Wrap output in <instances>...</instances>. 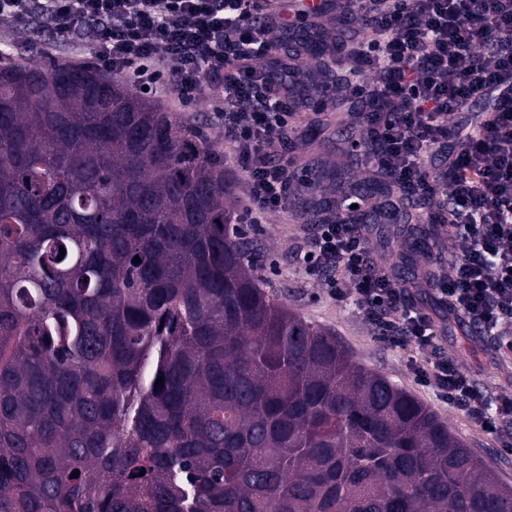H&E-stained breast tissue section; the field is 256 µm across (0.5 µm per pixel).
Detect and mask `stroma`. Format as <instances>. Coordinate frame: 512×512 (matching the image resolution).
<instances>
[{
	"label": "stroma",
	"instance_id": "stroma-1",
	"mask_svg": "<svg viewBox=\"0 0 512 512\" xmlns=\"http://www.w3.org/2000/svg\"><path fill=\"white\" fill-rule=\"evenodd\" d=\"M283 224L264 225L258 233L260 255L257 260L258 286L267 295L283 300L288 307L314 324L330 330L337 341L363 365L378 370L422 402L450 432L462 440L499 478L512 486V453L499 448L495 440L472 425L461 414L440 403L432 388L415 381L402 351L371 340L366 325L351 310L331 302L317 289L305 286L291 256ZM443 346L463 367L495 391L512 394V360L497 357L492 342L485 336L466 341L461 329L446 328Z\"/></svg>",
	"mask_w": 512,
	"mask_h": 512
}]
</instances>
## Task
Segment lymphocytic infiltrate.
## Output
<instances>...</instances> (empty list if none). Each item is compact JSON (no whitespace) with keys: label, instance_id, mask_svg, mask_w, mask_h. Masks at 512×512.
Segmentation results:
<instances>
[{"label":"lymphocytic infiltrate","instance_id":"lymphocytic-infiltrate-1","mask_svg":"<svg viewBox=\"0 0 512 512\" xmlns=\"http://www.w3.org/2000/svg\"><path fill=\"white\" fill-rule=\"evenodd\" d=\"M377 13L361 57L367 76L352 93L371 95L362 142L369 161L400 193L441 202L448 259L433 283L461 325L512 352V0H343ZM15 34L52 35L45 53L76 45L86 68L124 75L135 89L172 93L180 105L213 109L247 189L249 223L287 212L300 189L291 117L302 92L274 77L288 20L261 18L257 0H0ZM492 98L478 123L459 114ZM305 279L352 307L371 337L414 359L418 381L512 451V397L490 390L440 343L441 327L403 287L364 225L329 217L305 224L293 248Z\"/></svg>","mask_w":512,"mask_h":512}]
</instances>
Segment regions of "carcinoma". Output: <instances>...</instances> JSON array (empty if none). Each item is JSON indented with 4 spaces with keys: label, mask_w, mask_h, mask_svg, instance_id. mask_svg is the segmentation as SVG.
I'll use <instances>...</instances> for the list:
<instances>
[{
    "label": "carcinoma",
    "mask_w": 512,
    "mask_h": 512,
    "mask_svg": "<svg viewBox=\"0 0 512 512\" xmlns=\"http://www.w3.org/2000/svg\"><path fill=\"white\" fill-rule=\"evenodd\" d=\"M369 26L345 9L281 46L320 81L299 149L321 186L294 212L358 200L414 288L448 225L324 151L367 109L340 53ZM96 77L0 66V512H512L426 406L258 287L213 145Z\"/></svg>",
    "instance_id": "carcinoma-1"
}]
</instances>
